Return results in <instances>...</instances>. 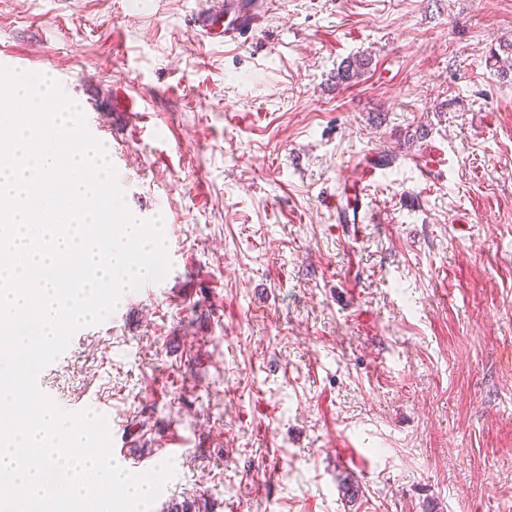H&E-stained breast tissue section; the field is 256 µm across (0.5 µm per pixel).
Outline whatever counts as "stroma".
<instances>
[{
    "label": "stroma",
    "mask_w": 512,
    "mask_h": 512,
    "mask_svg": "<svg viewBox=\"0 0 512 512\" xmlns=\"http://www.w3.org/2000/svg\"><path fill=\"white\" fill-rule=\"evenodd\" d=\"M204 2L0 0L171 262L41 391L148 468L181 438L148 512H512V0H264L232 41Z\"/></svg>",
    "instance_id": "stroma-1"
}]
</instances>
